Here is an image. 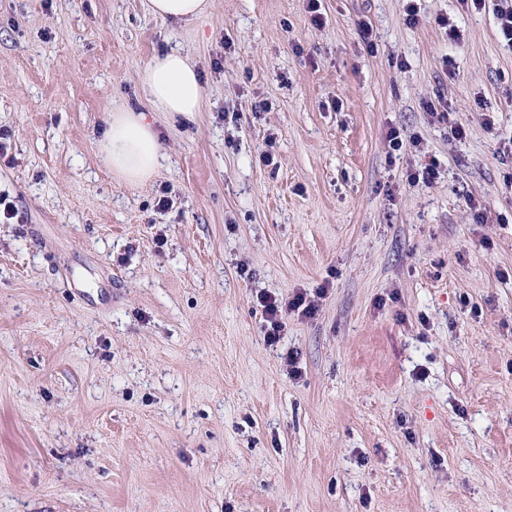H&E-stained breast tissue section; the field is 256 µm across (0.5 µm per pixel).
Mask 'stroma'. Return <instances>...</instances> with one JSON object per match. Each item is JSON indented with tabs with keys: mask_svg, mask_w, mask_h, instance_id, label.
<instances>
[{
	"mask_svg": "<svg viewBox=\"0 0 512 512\" xmlns=\"http://www.w3.org/2000/svg\"><path fill=\"white\" fill-rule=\"evenodd\" d=\"M403 6L0 0V512H512V49ZM172 50L202 108L118 182L108 117ZM300 290L268 346L257 293ZM213 0H149L154 16L166 20L190 21L200 17L212 6Z\"/></svg>",
	"mask_w": 512,
	"mask_h": 512,
	"instance_id": "35a3bbf8",
	"label": "stroma"
}]
</instances>
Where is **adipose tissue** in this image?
<instances>
[{
  "label": "adipose tissue",
  "instance_id": "obj_1",
  "mask_svg": "<svg viewBox=\"0 0 512 512\" xmlns=\"http://www.w3.org/2000/svg\"><path fill=\"white\" fill-rule=\"evenodd\" d=\"M139 82L156 111L190 118L201 106L204 87L183 53L155 56L140 70ZM100 153L118 180L138 184L155 174L162 150L147 114L128 108L111 113Z\"/></svg>",
  "mask_w": 512,
  "mask_h": 512
}]
</instances>
